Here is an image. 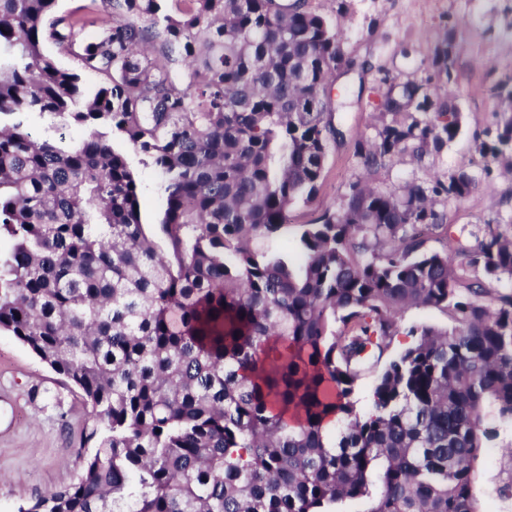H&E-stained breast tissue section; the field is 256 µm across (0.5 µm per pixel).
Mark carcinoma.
<instances>
[{
    "instance_id": "1",
    "label": "carcinoma",
    "mask_w": 512,
    "mask_h": 512,
    "mask_svg": "<svg viewBox=\"0 0 512 512\" xmlns=\"http://www.w3.org/2000/svg\"><path fill=\"white\" fill-rule=\"evenodd\" d=\"M90 2L0 0V332L98 423L78 480L19 512H479L489 416L512 421V289L492 287L512 282V227L443 252L421 239L476 175L358 179L299 225L292 265L275 244L343 139L327 89L354 62L336 23L306 0ZM453 63L447 43L439 80ZM420 88L385 86L354 143L366 172L459 134L460 112ZM64 128L83 135L62 147ZM115 138L159 175L154 236ZM510 148L512 117L477 152ZM410 309L452 324H399Z\"/></svg>"
}]
</instances>
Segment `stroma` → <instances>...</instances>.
Here are the masks:
<instances>
[{"label": "stroma", "instance_id": "obj_1", "mask_svg": "<svg viewBox=\"0 0 512 512\" xmlns=\"http://www.w3.org/2000/svg\"><path fill=\"white\" fill-rule=\"evenodd\" d=\"M345 9H338V2ZM309 8L336 19L343 51L355 66L338 75L331 98L343 102L340 114L345 137L333 144L316 197L292 211V227L278 243L292 252L299 225L340 202L362 173L354 142L371 134L384 82H421L432 72L436 51L444 42L454 47L455 72L442 86L462 114V132L423 162L404 156L375 173L377 185L400 187L423 183L435 175L472 169L477 135L495 129L503 117L502 99L488 88L512 82V0H307ZM128 160L142 191L141 216L154 233L164 203L159 177L129 153ZM491 174L463 201L439 204L445 229L427 235L426 247L443 248L444 236L462 246L474 245L485 225L512 224V174L504 161L489 158ZM96 424L79 390L6 332L0 333V512H18L21 505L46 492L76 482L82 461L90 454L82 437ZM512 448V424L499 426L493 447L484 449L475 472L473 492L480 512H512V497L501 489L512 470L502 451Z\"/></svg>", "mask_w": 512, "mask_h": 512}]
</instances>
